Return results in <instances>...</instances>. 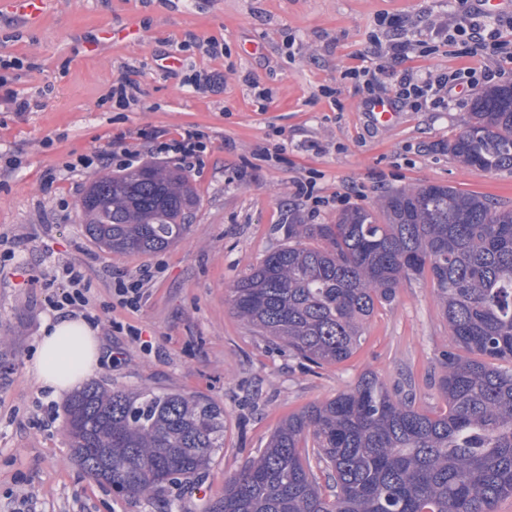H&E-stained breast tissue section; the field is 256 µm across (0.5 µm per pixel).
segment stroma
I'll return each instance as SVG.
<instances>
[{"label":"stroma","mask_w":512,"mask_h":512,"mask_svg":"<svg viewBox=\"0 0 512 512\" xmlns=\"http://www.w3.org/2000/svg\"><path fill=\"white\" fill-rule=\"evenodd\" d=\"M446 0H62L43 24L0 16V55L28 61L11 84L40 105L0 112V512H207L227 479L265 448L289 414L350 389L374 374L416 408L442 406L437 383L453 344L429 278L403 283L376 306L365 340L347 360L312 368L241 321L231 290L284 242L291 220L332 224L383 192L441 184L512 207V170L482 174L448 152L474 99L454 93L437 112L395 109L390 122L368 111L365 92L344 70L369 47L375 19L400 13L429 22ZM196 36L186 51L177 46ZM217 39L223 56L200 43ZM140 72L129 110L106 97L123 72ZM216 77L195 91L196 72ZM272 102L259 110L256 89ZM200 126L209 148L190 176L200 202L176 243L146 254H108L80 220L89 182L109 165L64 173L81 155L107 150L138 130ZM81 264L90 315L123 325L101 334L107 354L94 380L115 390L199 394L224 408V446L191 483L147 498L89 479L72 459L65 397L34 379L56 265ZM154 274L147 299L115 306L120 276Z\"/></svg>","instance_id":"stroma-1"}]
</instances>
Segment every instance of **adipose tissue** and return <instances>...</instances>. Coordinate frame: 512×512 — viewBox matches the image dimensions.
<instances>
[{
    "label": "adipose tissue",
    "instance_id": "ef3b65f1",
    "mask_svg": "<svg viewBox=\"0 0 512 512\" xmlns=\"http://www.w3.org/2000/svg\"><path fill=\"white\" fill-rule=\"evenodd\" d=\"M97 329L81 318L52 321L38 342L32 372L39 384L59 394L70 390L101 363Z\"/></svg>",
    "mask_w": 512,
    "mask_h": 512
}]
</instances>
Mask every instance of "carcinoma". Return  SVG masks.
I'll return each mask as SVG.
<instances>
[{"instance_id":"cac0c4a2","label":"carcinoma","mask_w":512,"mask_h":512,"mask_svg":"<svg viewBox=\"0 0 512 512\" xmlns=\"http://www.w3.org/2000/svg\"><path fill=\"white\" fill-rule=\"evenodd\" d=\"M448 152L481 173L512 170V86L476 94ZM198 202L188 175L145 165L94 179L85 231L108 253L175 243ZM288 243L232 290L235 313L317 368L350 357L375 306L429 273L456 347L427 413L373 375L288 417L225 482L208 512H495L512 496V209L446 185L401 188L334 224L286 225ZM75 461L133 495L158 496L177 467L189 482L224 447V407L166 390L92 381L65 404ZM326 472L321 485L311 460Z\"/></svg>"}]
</instances>
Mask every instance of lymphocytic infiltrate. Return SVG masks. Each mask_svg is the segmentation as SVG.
I'll list each match as a JSON object with an SVG mask.
<instances>
[{
  "instance_id": "lymphocytic-infiltrate-1",
  "label": "lymphocytic infiltrate",
  "mask_w": 512,
  "mask_h": 512,
  "mask_svg": "<svg viewBox=\"0 0 512 512\" xmlns=\"http://www.w3.org/2000/svg\"><path fill=\"white\" fill-rule=\"evenodd\" d=\"M478 0H456V10L450 22L427 29L410 24L402 14L377 17L379 35L373 36L362 64L346 68L345 73L373 91L387 64L403 66L404 71L392 90L395 101L412 111L427 112L447 108L453 90L473 91L477 86L496 83L512 72V38L500 28L491 26L487 14L477 5ZM461 43L471 56L483 58L484 66L448 72L421 71L411 68L417 57L435 54L445 44ZM141 140L153 142V152L178 160L194 168L208 148L205 134L194 125L180 129L175 136L163 139L158 131H144ZM54 280L59 286L48 299L53 309L69 316L85 310L89 304V287L81 264L67 262L58 266Z\"/></svg>"
}]
</instances>
